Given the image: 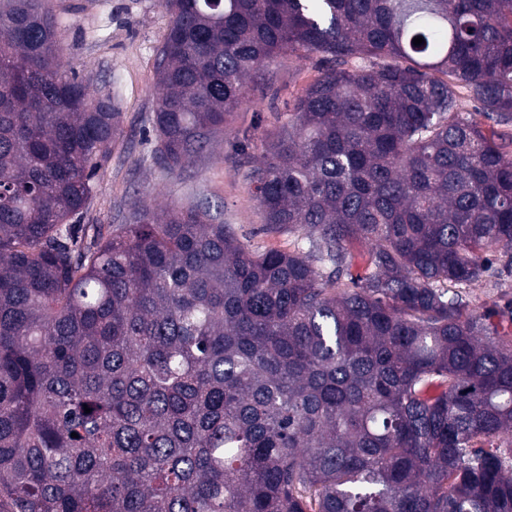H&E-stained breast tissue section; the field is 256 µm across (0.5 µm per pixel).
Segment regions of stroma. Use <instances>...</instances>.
<instances>
[{"label": "stroma", "instance_id": "35a3bbf8", "mask_svg": "<svg viewBox=\"0 0 512 512\" xmlns=\"http://www.w3.org/2000/svg\"><path fill=\"white\" fill-rule=\"evenodd\" d=\"M67 66L93 95L111 98L122 114L121 134L94 178L80 218L87 226L118 224L129 203L147 197L158 209L186 208L199 199L218 207L225 223L255 250H296L299 238L264 228L249 185L253 156L276 120L320 74L317 58L284 55L271 65L268 83L230 112L223 131L182 174L148 160L154 110L155 52L170 16L160 0H51ZM466 293L470 308L493 310L500 333L512 336V266L497 262L489 277Z\"/></svg>", "mask_w": 512, "mask_h": 512}]
</instances>
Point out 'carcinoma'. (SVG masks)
<instances>
[{
	"mask_svg": "<svg viewBox=\"0 0 512 512\" xmlns=\"http://www.w3.org/2000/svg\"><path fill=\"white\" fill-rule=\"evenodd\" d=\"M161 2L170 172L276 58L329 63L249 175L308 249L140 199L84 241L121 113L51 0H0V512H512V339L448 290L512 250V155L456 94L512 121V0Z\"/></svg>",
	"mask_w": 512,
	"mask_h": 512,
	"instance_id": "obj_1",
	"label": "carcinoma"
}]
</instances>
